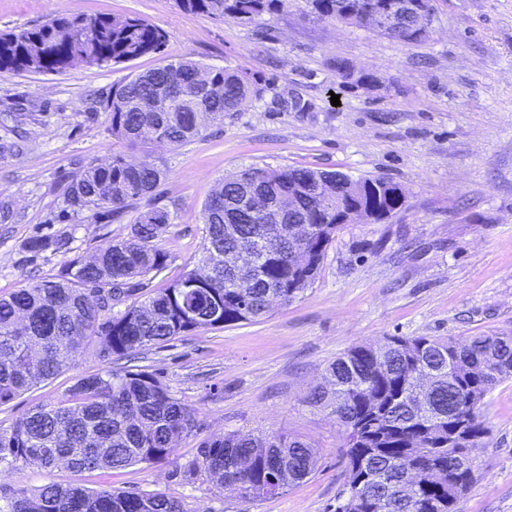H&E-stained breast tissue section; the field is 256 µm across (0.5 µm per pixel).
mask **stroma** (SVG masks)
I'll return each mask as SVG.
<instances>
[{
  "mask_svg": "<svg viewBox=\"0 0 512 512\" xmlns=\"http://www.w3.org/2000/svg\"><path fill=\"white\" fill-rule=\"evenodd\" d=\"M432 32L408 44L317 20L305 0L243 25L187 12L175 0H0V32L61 14L135 16L166 35L161 53L60 73L0 71V296L55 277L129 231L136 212L56 223L63 189L89 163L121 153L166 169L149 204L167 208L166 287L201 255L202 205L248 166H308L354 178L385 176L403 207L379 224H348L315 282L266 318L203 329L104 360L87 348L54 380L0 405V427L57 403L103 369L146 370L197 412L172 459L118 470L0 464V505L49 481L90 490L163 493L184 512H334L346 482L343 430L307 406L309 389L351 347L387 336L512 335V0H435ZM240 70L261 94L191 142L130 148L109 128L114 84L183 56ZM339 105H332V95ZM65 236L68 250L28 252L34 236ZM487 428L475 479L456 512H512V379L483 399ZM301 437L315 471L282 494L249 499L204 474L187 477L203 441L224 433Z\"/></svg>",
  "mask_w": 512,
  "mask_h": 512,
  "instance_id": "obj_1",
  "label": "stroma"
}]
</instances>
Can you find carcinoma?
I'll use <instances>...</instances> for the list:
<instances>
[{
	"label": "carcinoma",
	"mask_w": 512,
	"mask_h": 512,
	"mask_svg": "<svg viewBox=\"0 0 512 512\" xmlns=\"http://www.w3.org/2000/svg\"><path fill=\"white\" fill-rule=\"evenodd\" d=\"M186 11L255 24L288 0H177ZM321 19L367 27L363 16L394 8V21L378 33L406 43L425 40L417 27L416 0H309ZM163 31L132 16L56 17L40 26L0 33V70L62 72L91 55L98 65L127 63L161 52ZM256 80L236 69H210L182 57L112 86L106 101L112 136L133 145L186 143L224 123L252 97ZM166 176L148 163L114 155L91 163L64 190V216H110L150 195ZM358 183L357 202L396 209L399 185L377 176ZM336 173L309 167H247L222 180L202 208L206 235L193 268L145 301L144 279L162 269L160 241L170 214L159 207L139 212L126 236L109 240L94 258L67 260L57 277L0 296V405L55 378L93 342L100 357H129L199 329L231 326L266 317L270 303H288L314 283L336 235ZM298 207L284 209L288 195ZM261 198V210L239 206L244 196ZM310 224L306 259L294 265L297 246L288 225ZM64 239L33 238L26 249H62ZM128 301L112 314V291ZM469 375L453 373L455 363ZM428 368L432 401L422 412L408 401L415 373ZM329 386L310 390L307 403L336 417L344 428L342 458L352 501L344 512H453L474 481L457 455L474 454L486 427L476 414L461 422L448 413L478 409L495 386L512 377V336H389L377 346L361 344L326 368ZM196 426L195 411L173 398L152 373L107 370L81 379L56 404L26 413L0 428V461L33 462L46 469L62 463L75 472L121 469L169 459L179 438ZM318 451L298 438L229 432L204 441L187 474L203 473L215 486L245 498H261L279 465L291 487L309 477ZM412 469L432 477L414 500L397 495ZM4 512H183L164 494L90 491L46 483L22 492Z\"/></svg>",
	"instance_id": "cac0c4a2"
}]
</instances>
